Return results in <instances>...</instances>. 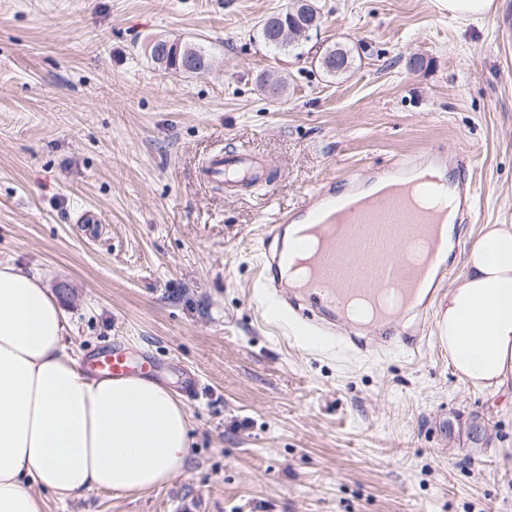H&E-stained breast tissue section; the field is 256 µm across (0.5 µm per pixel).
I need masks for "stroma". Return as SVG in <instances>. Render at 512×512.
I'll use <instances>...</instances> for the list:
<instances>
[{
  "label": "stroma",
  "instance_id": "stroma-1",
  "mask_svg": "<svg viewBox=\"0 0 512 512\" xmlns=\"http://www.w3.org/2000/svg\"><path fill=\"white\" fill-rule=\"evenodd\" d=\"M287 3L0 0V262L41 275L84 357L120 341L161 362L193 439L163 485L51 495L47 512H512V388L449 363L447 288L414 346L363 353L292 339L254 291L276 214L422 149L468 158L476 182L448 255L462 275L482 226L512 216V0L477 23L435 0H316L319 25L273 50L259 22ZM158 36L204 45L212 70L159 71ZM336 43L354 64L330 78L314 60ZM218 147L262 154L276 179L224 194L199 174Z\"/></svg>",
  "mask_w": 512,
  "mask_h": 512
}]
</instances>
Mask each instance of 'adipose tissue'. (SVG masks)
<instances>
[{"mask_svg": "<svg viewBox=\"0 0 512 512\" xmlns=\"http://www.w3.org/2000/svg\"><path fill=\"white\" fill-rule=\"evenodd\" d=\"M438 329L464 381L494 394L512 386V223L484 225ZM70 330L38 276L0 263V512H47V492L143 493L191 453L175 394L143 377L87 376Z\"/></svg>", "mask_w": 512, "mask_h": 512, "instance_id": "obj_1", "label": "adipose tissue"}]
</instances>
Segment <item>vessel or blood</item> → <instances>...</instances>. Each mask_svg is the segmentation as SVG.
Here are the masks:
<instances>
[{"mask_svg": "<svg viewBox=\"0 0 512 512\" xmlns=\"http://www.w3.org/2000/svg\"><path fill=\"white\" fill-rule=\"evenodd\" d=\"M450 165L462 169L466 162L426 153L405 156L376 172L375 181L386 185L381 193L366 194L365 183L350 175L322 183L309 201L280 212L266 225L260 248V286L270 314L291 322L295 335L309 345L326 340L329 331L321 317L328 313L354 322L364 308L374 324L402 313L424 317L448 267L432 257L418 263L413 255L433 244L445 213L412 207L407 190L419 185L426 194L443 197L453 215L472 214V182L444 178ZM269 172V164L248 150H220L210 155L201 177L232 192L243 183L266 182ZM298 257L309 259V273L291 300L282 291L280 270ZM153 368L150 360L132 366L118 346L90 365L92 372L113 378L137 371L147 375Z\"/></svg>", "mask_w": 512, "mask_h": 512, "instance_id": "vessel-or-blood-1", "label": "vessel or blood"}]
</instances>
